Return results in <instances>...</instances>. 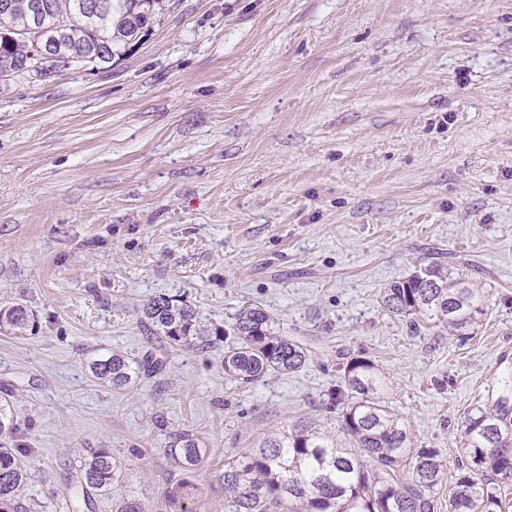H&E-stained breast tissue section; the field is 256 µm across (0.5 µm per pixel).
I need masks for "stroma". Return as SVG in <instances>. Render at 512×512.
<instances>
[{
  "label": "stroma",
  "instance_id": "35a3bbf8",
  "mask_svg": "<svg viewBox=\"0 0 512 512\" xmlns=\"http://www.w3.org/2000/svg\"><path fill=\"white\" fill-rule=\"evenodd\" d=\"M433 263L483 289L472 334L383 311V288ZM162 294L227 330L265 308L308 361L230 380L223 344L146 334ZM16 303L35 328L0 334V398L26 512H68L101 449L123 469L89 512H171L164 450L185 431L211 461L184 506L224 512L225 459L328 423L354 358L440 451L449 512L465 421L512 374V0H163L111 63L0 81V305ZM107 350L167 364L117 392L86 367Z\"/></svg>",
  "mask_w": 512,
  "mask_h": 512
}]
</instances>
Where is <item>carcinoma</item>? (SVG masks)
<instances>
[{
  "mask_svg": "<svg viewBox=\"0 0 512 512\" xmlns=\"http://www.w3.org/2000/svg\"><path fill=\"white\" fill-rule=\"evenodd\" d=\"M0 11V79L33 73L48 78L60 66L38 54L35 42L49 40L62 48L68 66L109 63L124 55L151 28L159 0H100L104 10L88 8L92 0H40L46 8L33 13V0H11ZM483 291L441 264L419 268L383 290L386 311L411 323L423 319L446 326L458 336L469 334L484 314ZM150 333L174 349L203 353L212 339L225 337L222 327L197 319L181 299L155 296L142 306ZM34 322L20 303L0 307V334L25 336ZM233 339L224 350V374L241 383L267 375H288L305 366L306 352L281 330L277 318L260 306L239 311ZM166 360L152 353L129 357L105 352L87 367L92 376L124 391L160 373ZM344 387L328 395L329 409L342 410L343 438L300 420L288 430L269 433L262 444L224 463L219 482L230 512H434L433 489L443 463L438 450L416 448L401 416L389 406L379 369L367 359L344 368ZM464 450L476 469L465 467L455 481L450 512H503L500 490L512 484V377L488 408L468 417ZM202 438L182 432L166 453L182 475L168 498L176 508L193 488L192 479L208 457ZM409 466L403 477L399 467ZM119 465L99 450L80 465L82 491L112 493ZM492 477L482 480L478 472ZM27 470L15 448L0 446V512H19L17 491Z\"/></svg>",
  "mask_w": 512,
  "mask_h": 512,
  "instance_id": "obj_1",
  "label": "carcinoma"
}]
</instances>
